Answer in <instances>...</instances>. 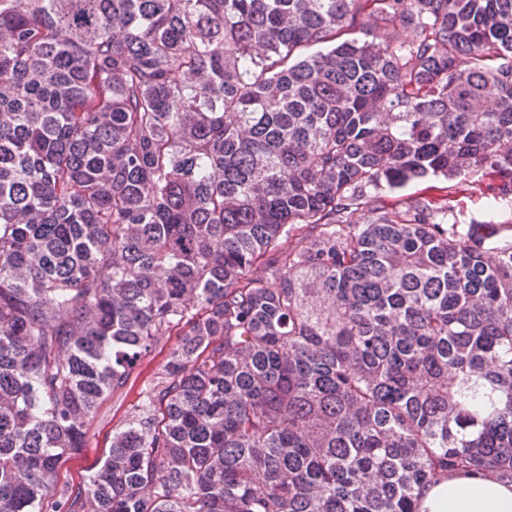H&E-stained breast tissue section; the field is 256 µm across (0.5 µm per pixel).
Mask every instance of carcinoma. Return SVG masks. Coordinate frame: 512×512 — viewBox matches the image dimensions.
Returning <instances> with one entry per match:
<instances>
[{
  "instance_id": "carcinoma-1",
  "label": "carcinoma",
  "mask_w": 512,
  "mask_h": 512,
  "mask_svg": "<svg viewBox=\"0 0 512 512\" xmlns=\"http://www.w3.org/2000/svg\"><path fill=\"white\" fill-rule=\"evenodd\" d=\"M476 481L512 485V0H0V512ZM466 188L470 189L468 186L457 185L456 189L452 190L450 198V204L455 206L454 215L458 224H472L487 220L486 199L476 191H462ZM116 397H110L104 401L99 408V415L104 418L105 423L91 429L85 438V446L73 454L63 465V470L68 472L74 483L80 481L82 475L89 474L98 464L109 446V437L112 432V406L114 412L117 403Z\"/></svg>"
}]
</instances>
